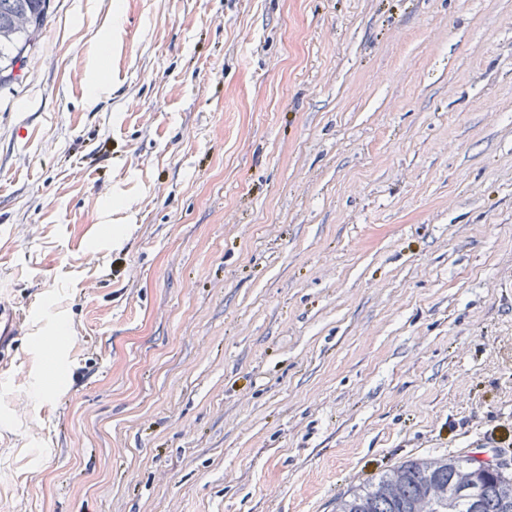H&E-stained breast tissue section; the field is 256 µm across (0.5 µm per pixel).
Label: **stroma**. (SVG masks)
Returning <instances> with one entry per match:
<instances>
[{
	"instance_id": "35a3bbf8",
	"label": "stroma",
	"mask_w": 512,
	"mask_h": 512,
	"mask_svg": "<svg viewBox=\"0 0 512 512\" xmlns=\"http://www.w3.org/2000/svg\"><path fill=\"white\" fill-rule=\"evenodd\" d=\"M0 303V512L512 465V0H51L0 89Z\"/></svg>"
}]
</instances>
